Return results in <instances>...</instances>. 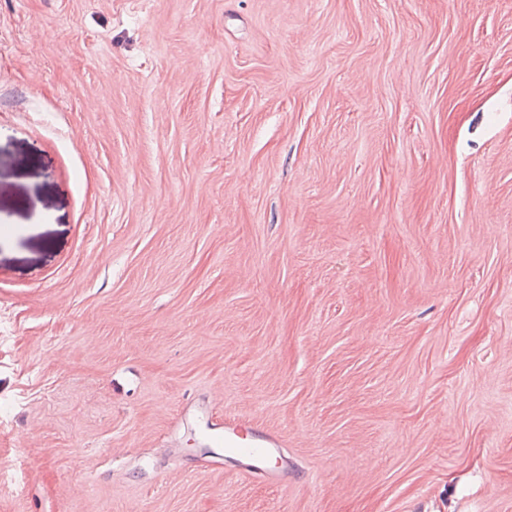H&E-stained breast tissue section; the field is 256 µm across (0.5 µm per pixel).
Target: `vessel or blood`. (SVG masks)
Wrapping results in <instances>:
<instances>
[{"instance_id": "vessel-or-blood-1", "label": "vessel or blood", "mask_w": 512, "mask_h": 512, "mask_svg": "<svg viewBox=\"0 0 512 512\" xmlns=\"http://www.w3.org/2000/svg\"><path fill=\"white\" fill-rule=\"evenodd\" d=\"M206 430L204 437L210 447L223 449L236 458L245 473L265 475L279 482L288 479V460L281 453V439L273 433L250 438L249 430L240 421L225 419L211 409L202 410Z\"/></svg>"}]
</instances>
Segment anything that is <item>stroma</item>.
Masks as SVG:
<instances>
[{
	"instance_id": "1",
	"label": "stroma",
	"mask_w": 512,
	"mask_h": 512,
	"mask_svg": "<svg viewBox=\"0 0 512 512\" xmlns=\"http://www.w3.org/2000/svg\"><path fill=\"white\" fill-rule=\"evenodd\" d=\"M0 512H512V0H0ZM201 416L206 427L204 437L210 448H224V454L235 457L247 474H260L277 482L288 481V459L281 453L282 443L277 434L263 433L250 439L249 429L236 419L224 420L213 409L202 410ZM271 458L276 459L274 469L267 467Z\"/></svg>"
}]
</instances>
